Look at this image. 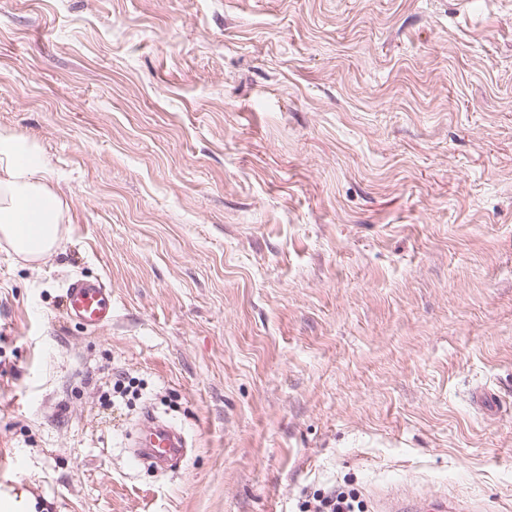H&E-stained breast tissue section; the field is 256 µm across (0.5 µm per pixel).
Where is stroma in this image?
<instances>
[{"label": "stroma", "mask_w": 512, "mask_h": 512, "mask_svg": "<svg viewBox=\"0 0 512 512\" xmlns=\"http://www.w3.org/2000/svg\"><path fill=\"white\" fill-rule=\"evenodd\" d=\"M0 129L63 203L0 239V512H512V0H0ZM64 306L71 321L86 330L99 331L112 325V290L101 278L70 281ZM139 425V436L132 445L133 462L151 459L160 468H172L188 455L192 445L178 426L160 420L152 410L147 411ZM306 512H361L363 504L354 494L336 489L328 493L313 494L305 501ZM377 509L381 512H466L473 510L458 501L448 499V497L418 499L398 494L384 503L383 507Z\"/></svg>", "instance_id": "35a3bbf8"}]
</instances>
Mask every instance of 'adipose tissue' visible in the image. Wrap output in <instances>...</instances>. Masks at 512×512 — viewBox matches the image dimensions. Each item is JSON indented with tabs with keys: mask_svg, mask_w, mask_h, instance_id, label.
I'll list each match as a JSON object with an SVG mask.
<instances>
[{
	"mask_svg": "<svg viewBox=\"0 0 512 512\" xmlns=\"http://www.w3.org/2000/svg\"><path fill=\"white\" fill-rule=\"evenodd\" d=\"M50 172L45 156L0 131V237L30 261L59 244L62 202L47 186Z\"/></svg>",
	"mask_w": 512,
	"mask_h": 512,
	"instance_id": "ef3b65f1",
	"label": "adipose tissue"
}]
</instances>
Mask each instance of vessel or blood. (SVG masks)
I'll list each match as a JSON object with an SVG mask.
<instances>
[{"mask_svg":"<svg viewBox=\"0 0 512 512\" xmlns=\"http://www.w3.org/2000/svg\"><path fill=\"white\" fill-rule=\"evenodd\" d=\"M64 306L71 321L82 328L99 331L112 324V290L100 278H80L68 283ZM190 442L178 426L146 412L139 423V436L132 459H150L160 468L181 463L188 455ZM381 512H467V507L445 497L418 499L397 495L384 503Z\"/></svg>","mask_w":512,"mask_h":512,"instance_id":"obj_1","label":"vessel or blood"}]
</instances>
